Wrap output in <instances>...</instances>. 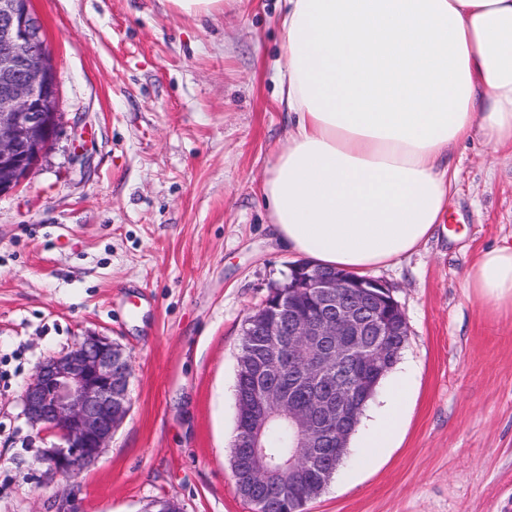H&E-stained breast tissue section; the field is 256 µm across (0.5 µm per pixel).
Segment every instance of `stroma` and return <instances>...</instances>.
<instances>
[{
	"mask_svg": "<svg viewBox=\"0 0 512 512\" xmlns=\"http://www.w3.org/2000/svg\"><path fill=\"white\" fill-rule=\"evenodd\" d=\"M56 68L61 130L0 195V512H253L231 468L246 318L297 256L260 185L288 137L278 0L192 17L169 0H32ZM444 224L373 271L408 336L366 411L409 373L391 447L354 431L304 512H512V304L464 286L512 244V150L473 139ZM98 334L133 366L130 412L96 464L49 472L22 392L44 359Z\"/></svg>",
	"mask_w": 512,
	"mask_h": 512,
	"instance_id": "stroma-1",
	"label": "stroma"
}]
</instances>
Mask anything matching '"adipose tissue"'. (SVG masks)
<instances>
[{"label": "adipose tissue", "instance_id": "1", "mask_svg": "<svg viewBox=\"0 0 512 512\" xmlns=\"http://www.w3.org/2000/svg\"><path fill=\"white\" fill-rule=\"evenodd\" d=\"M279 104L288 140L261 196L288 250L366 275L434 233L457 170L452 146L512 147V0H280ZM512 302V245L464 273ZM400 376L363 445L396 438Z\"/></svg>", "mask_w": 512, "mask_h": 512}]
</instances>
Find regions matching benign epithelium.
Returning <instances> with one entry per match:
<instances>
[{
	"mask_svg": "<svg viewBox=\"0 0 512 512\" xmlns=\"http://www.w3.org/2000/svg\"><path fill=\"white\" fill-rule=\"evenodd\" d=\"M62 119L51 53L29 0H0V194L15 190L36 167L58 134ZM290 297L250 315V336H276L266 349L265 367L277 372L285 358L306 350L303 378L288 387L254 382L237 397L238 435L233 470L243 467L238 452L254 461L265 457L261 437L275 412L288 418L319 461L323 448H345L371 386L383 370L389 336L407 335V321L392 290L374 278L326 268L309 260L289 265ZM301 293L314 304L303 315L293 303ZM361 359L362 380L334 376L346 360ZM132 365L122 348L105 336L87 334L60 355L43 361L22 394L23 415L38 434L54 438L42 449L50 471L79 475L112 441L130 410Z\"/></svg>",
	"mask_w": 512,
	"mask_h": 512,
	"instance_id": "1",
	"label": "benign epithelium"
}]
</instances>
